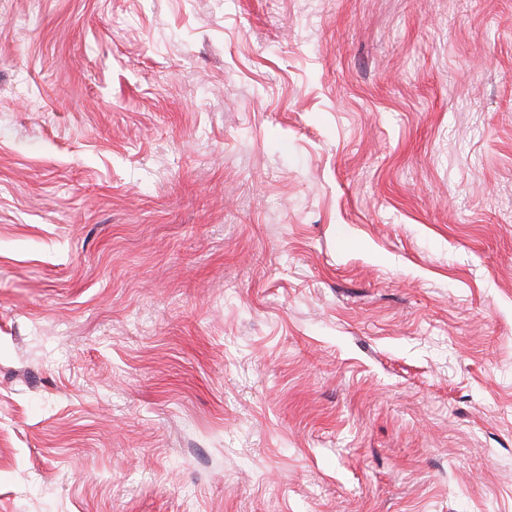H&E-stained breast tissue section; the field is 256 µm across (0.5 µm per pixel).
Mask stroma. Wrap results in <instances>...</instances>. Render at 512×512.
Listing matches in <instances>:
<instances>
[{
  "mask_svg": "<svg viewBox=\"0 0 512 512\" xmlns=\"http://www.w3.org/2000/svg\"><path fill=\"white\" fill-rule=\"evenodd\" d=\"M0 512H512V0H0Z\"/></svg>",
  "mask_w": 512,
  "mask_h": 512,
  "instance_id": "obj_1",
  "label": "stroma"
}]
</instances>
